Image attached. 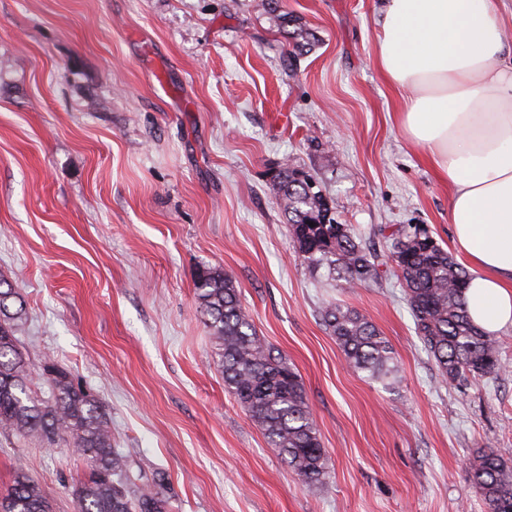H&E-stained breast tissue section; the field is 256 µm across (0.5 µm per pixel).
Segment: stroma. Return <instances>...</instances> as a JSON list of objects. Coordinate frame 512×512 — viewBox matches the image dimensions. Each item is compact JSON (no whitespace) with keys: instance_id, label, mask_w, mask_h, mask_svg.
Returning <instances> with one entry per match:
<instances>
[{"instance_id":"stroma-1","label":"stroma","mask_w":512,"mask_h":512,"mask_svg":"<svg viewBox=\"0 0 512 512\" xmlns=\"http://www.w3.org/2000/svg\"><path fill=\"white\" fill-rule=\"evenodd\" d=\"M314 33L286 65L261 0H0V279L22 296L20 349L100 401L140 481L174 512H485L479 450L512 461V329L500 371L458 386L415 331L392 266L325 288L296 253L270 184L312 175L378 250L397 224L452 249L450 189L404 138L402 93L375 62L379 0H281ZM231 275L258 336L300 373L328 479L304 486L224 385L197 311V268ZM352 307L399 361L387 389L351 370L324 326ZM53 512H75L71 445L0 434Z\"/></svg>"}]
</instances>
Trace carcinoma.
<instances>
[{
	"instance_id": "1",
	"label": "carcinoma",
	"mask_w": 512,
	"mask_h": 512,
	"mask_svg": "<svg viewBox=\"0 0 512 512\" xmlns=\"http://www.w3.org/2000/svg\"><path fill=\"white\" fill-rule=\"evenodd\" d=\"M288 60L308 53L313 35L301 27L286 32ZM286 164L273 177L298 254L315 269H325L335 288L363 287L377 279L382 255L363 244L354 228L338 223L321 191L297 177ZM388 259L395 265L425 351L442 375L457 384L496 374V341L470 320L464 285L470 273L417 228L399 225L389 237ZM195 296L219 356L224 385L264 431L270 447L283 455L307 487L326 484V452L312 417L300 374L282 354L257 336L233 278L200 268ZM19 294L0 279V433L47 445L68 442L89 464L88 478L76 489L77 512H172L169 488L156 481L130 484V455L112 447V428L100 402L76 385L54 363L42 366L48 396L31 388V369L18 348L23 308ZM321 318L347 365L391 387L399 365L389 342L365 315L339 303L327 304ZM470 480L486 512H512V463L489 449L477 453ZM0 512H52L42 487L18 468L0 493Z\"/></svg>"
}]
</instances>
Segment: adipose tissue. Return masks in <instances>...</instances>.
Wrapping results in <instances>:
<instances>
[{"instance_id": "obj_1", "label": "adipose tissue", "mask_w": 512, "mask_h": 512, "mask_svg": "<svg viewBox=\"0 0 512 512\" xmlns=\"http://www.w3.org/2000/svg\"><path fill=\"white\" fill-rule=\"evenodd\" d=\"M497 0H380L376 59L407 91L406 138L452 189L466 298L487 335L512 328V48Z\"/></svg>"}]
</instances>
